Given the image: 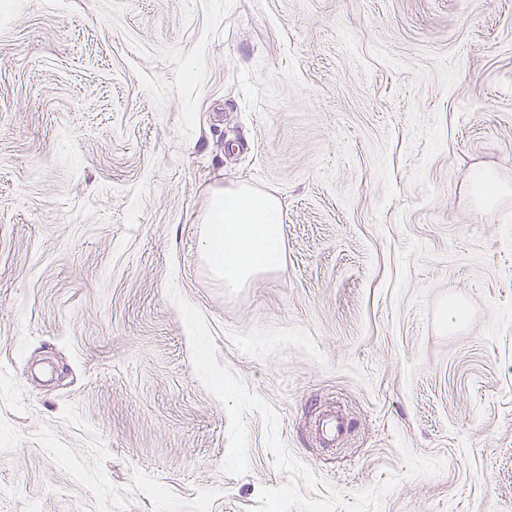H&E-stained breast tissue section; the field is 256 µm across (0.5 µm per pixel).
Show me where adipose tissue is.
Wrapping results in <instances>:
<instances>
[{
	"mask_svg": "<svg viewBox=\"0 0 512 512\" xmlns=\"http://www.w3.org/2000/svg\"><path fill=\"white\" fill-rule=\"evenodd\" d=\"M283 211L275 196L242 185L218 188L201 226L202 257L225 289L243 287L283 261Z\"/></svg>",
	"mask_w": 512,
	"mask_h": 512,
	"instance_id": "adipose-tissue-1",
	"label": "adipose tissue"
}]
</instances>
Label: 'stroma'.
<instances>
[{"instance_id": "35a3bbf8", "label": "stroma", "mask_w": 512, "mask_h": 512, "mask_svg": "<svg viewBox=\"0 0 512 512\" xmlns=\"http://www.w3.org/2000/svg\"><path fill=\"white\" fill-rule=\"evenodd\" d=\"M512 0H0V512H249L286 482L198 379L168 283L291 452L381 512H512ZM282 205L228 291L215 188ZM351 428L325 447L316 422ZM472 197L475 206L479 209H484L489 203V197L482 193V188L487 185L494 183L499 188V193H506L509 191L507 185L501 184L494 171L488 167L475 168L472 173Z\"/></svg>"}]
</instances>
